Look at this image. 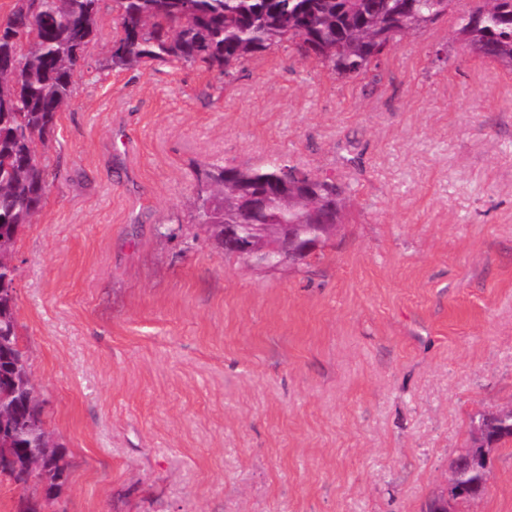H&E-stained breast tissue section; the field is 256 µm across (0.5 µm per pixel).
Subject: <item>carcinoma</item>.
<instances>
[{"label": "carcinoma", "instance_id": "1", "mask_svg": "<svg viewBox=\"0 0 512 512\" xmlns=\"http://www.w3.org/2000/svg\"><path fill=\"white\" fill-rule=\"evenodd\" d=\"M457 0H116L117 27L109 66L131 69L172 62L199 64L225 79L237 67L274 49L289 47L314 59L341 80L380 66L405 35L421 32L450 14L469 53L512 70V0H478L456 13ZM99 0H14L0 23V283L14 287L15 244L33 222L48 189L39 148L54 134L69 105L84 51L97 29ZM294 166L212 165L203 172L191 206L196 223L220 248L222 224H239L241 200L265 199L263 224H295L302 238L318 234L312 214L343 203L344 188L329 175H311L306 191L288 185ZM16 296L0 292V477L21 487L3 461L21 448H57L46 429L28 358L17 338ZM483 436L512 438V409L479 417ZM449 498H432L426 512H468L481 498L486 462L451 463Z\"/></svg>", "mask_w": 512, "mask_h": 512}]
</instances>
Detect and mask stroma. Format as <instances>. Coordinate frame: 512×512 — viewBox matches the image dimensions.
Instances as JSON below:
<instances>
[{"label": "stroma", "instance_id": "1", "mask_svg": "<svg viewBox=\"0 0 512 512\" xmlns=\"http://www.w3.org/2000/svg\"><path fill=\"white\" fill-rule=\"evenodd\" d=\"M100 0L49 189L16 244L19 342L68 477L45 512H426L512 407V71L450 19L341 81L292 49L111 70ZM332 173L307 264L206 239L196 173ZM473 512H512V442ZM483 436L488 440L501 441L512 438V409L499 414L481 415Z\"/></svg>", "mask_w": 512, "mask_h": 512}]
</instances>
